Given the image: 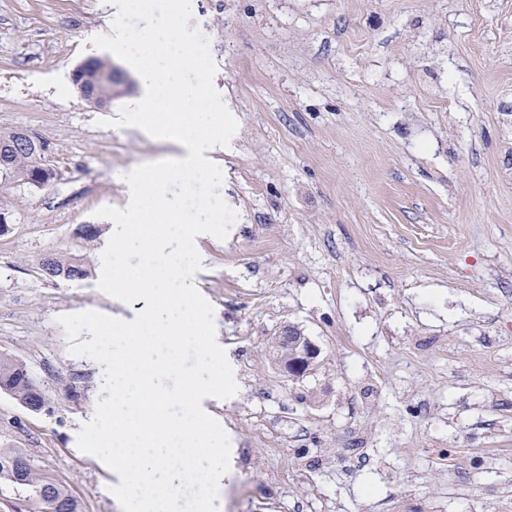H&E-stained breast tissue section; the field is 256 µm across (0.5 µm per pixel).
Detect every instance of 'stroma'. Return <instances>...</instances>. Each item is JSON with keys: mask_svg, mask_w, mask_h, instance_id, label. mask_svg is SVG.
Here are the masks:
<instances>
[{"mask_svg": "<svg viewBox=\"0 0 512 512\" xmlns=\"http://www.w3.org/2000/svg\"><path fill=\"white\" fill-rule=\"evenodd\" d=\"M213 85L238 129L219 195L236 218L195 241L237 393L207 402L234 472L218 512H500L512 501V0H191ZM110 0H0V130L45 145L51 185L0 194V354L46 411L0 393V448L26 449L81 512H122L77 437L104 367L59 316L130 321L146 303L99 287L125 177L178 144L111 118L140 74L91 39ZM112 59L131 84L105 107L73 85ZM101 234L86 238L79 227ZM91 276L46 278L42 257ZM301 329L322 353L288 377L265 356Z\"/></svg>", "mask_w": 512, "mask_h": 512, "instance_id": "1", "label": "stroma"}]
</instances>
